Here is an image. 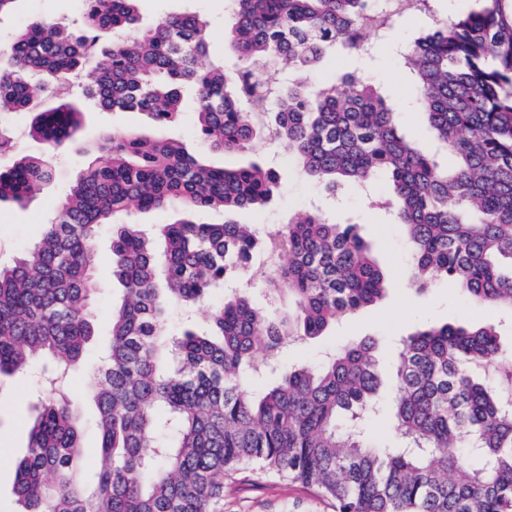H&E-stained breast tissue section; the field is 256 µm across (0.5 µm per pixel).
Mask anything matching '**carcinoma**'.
Wrapping results in <instances>:
<instances>
[{"mask_svg":"<svg viewBox=\"0 0 512 512\" xmlns=\"http://www.w3.org/2000/svg\"><path fill=\"white\" fill-rule=\"evenodd\" d=\"M79 2L80 28L33 23L0 53V115L27 112L32 140L99 154L42 234L0 263V376L55 363L15 465L17 512H223L224 473L241 469L311 487L336 512H512V368L496 387L475 373L502 356L492 322L427 326L402 340L391 408L406 448L361 430L383 385L370 339L251 390L258 352L274 370L289 340L322 336L384 296L386 275L352 226L307 210L268 231L286 244L273 283L292 300L288 311L232 294L210 310L207 330L170 333L174 308L219 288L259 245L252 225L204 224L197 213L264 208L279 181L255 161L212 166L166 134L190 91L197 135L217 151L244 154L261 135L280 140L332 191L387 176L413 244L414 285L445 279L474 303L512 311V0H473L403 49L415 104L457 158L452 169L400 133L367 79L274 88L283 69L314 72L333 50L357 52L367 14L387 38L384 0H228L224 35L246 62L234 74L222 61L202 64L209 34L196 14L143 27L140 0ZM75 72L100 109L141 113L153 131L114 129L84 144L79 108L44 105ZM52 176L45 156L20 155L0 170V202L23 205ZM150 210L177 218L155 236L122 221ZM108 225L103 266L98 240ZM104 279L122 298L87 389L101 437L87 486L65 384L94 336Z\"/></svg>","mask_w":512,"mask_h":512,"instance_id":"obj_1","label":"carcinoma"}]
</instances>
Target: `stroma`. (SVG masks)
Here are the masks:
<instances>
[{
    "mask_svg": "<svg viewBox=\"0 0 512 512\" xmlns=\"http://www.w3.org/2000/svg\"><path fill=\"white\" fill-rule=\"evenodd\" d=\"M187 10L201 14L211 31L210 57L223 61L227 70H235L239 61L224 41L227 17L224 0H143L142 22L156 23L167 14ZM79 12L77 0H23L17 14L0 21V46L6 45L21 25L34 21L74 19ZM400 43H379L375 56L362 58L354 54H330L324 66L309 74V82L332 75L355 73L364 75L380 86L398 111V124L404 135L426 145L430 132L424 114L412 103V91L407 83L400 56ZM86 123L83 138L95 141L104 132L121 127L146 125L145 116L137 113L104 112L92 102H84ZM30 117L13 112L0 119L11 135L17 138L21 154L45 152L54 176L40 195L27 206L0 203V261L7 263L19 250L35 241L45 217L55 208L64 192L76 178L82 156L62 150H42L36 142L25 138ZM251 154L268 162L280 176V193L276 201L261 210L239 212L235 221L251 224L258 231L272 225L287 223L298 210L317 206L337 224L355 225L358 234L368 243L377 262L387 276L386 293L376 305L345 316L324 336L314 340L289 344L281 361L282 367L316 366L323 363L327 352L340 345L365 338L374 339L383 368H390L402 339L415 329L440 325L469 315L471 321L496 323L505 355L512 356V313L490 306L469 304L451 283L441 281L426 291H418L411 283L412 245L406 228L391 220L390 187L387 178H379L371 193L349 189L337 198L308 178L292 162L288 150L256 140ZM108 345L106 334L96 336L84 359L68 380L82 415V459L86 475H93L99 436L94 423L95 407L86 396L95 367ZM42 384L34 374L0 378V512H14L12 494L15 478L13 462L21 457L28 444L29 421L40 406ZM224 512H336L333 501L312 489L276 477L255 479L250 471L241 470L224 479Z\"/></svg>",
    "mask_w": 512,
    "mask_h": 512,
    "instance_id": "1",
    "label": "stroma"
}]
</instances>
